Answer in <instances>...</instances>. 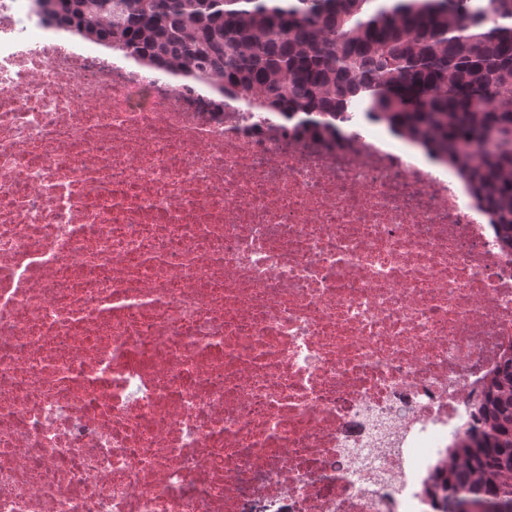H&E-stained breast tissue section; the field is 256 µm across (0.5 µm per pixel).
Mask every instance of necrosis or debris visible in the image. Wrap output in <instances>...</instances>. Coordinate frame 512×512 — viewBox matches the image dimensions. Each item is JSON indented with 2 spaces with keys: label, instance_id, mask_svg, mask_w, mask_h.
I'll use <instances>...</instances> for the list:
<instances>
[{
  "label": "necrosis or debris",
  "instance_id": "4bbe7bcc",
  "mask_svg": "<svg viewBox=\"0 0 512 512\" xmlns=\"http://www.w3.org/2000/svg\"><path fill=\"white\" fill-rule=\"evenodd\" d=\"M0 0V512H428L512 344V245L336 129Z\"/></svg>",
  "mask_w": 512,
  "mask_h": 512
}]
</instances>
